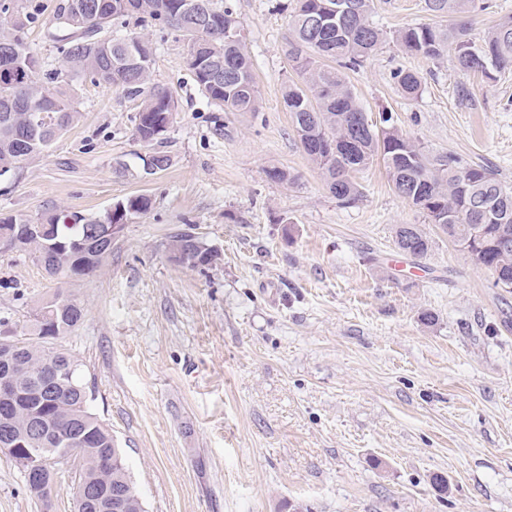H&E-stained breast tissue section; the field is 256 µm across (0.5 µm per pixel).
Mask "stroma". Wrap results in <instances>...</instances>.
<instances>
[{
    "label": "stroma",
    "instance_id": "obj_1",
    "mask_svg": "<svg viewBox=\"0 0 512 512\" xmlns=\"http://www.w3.org/2000/svg\"><path fill=\"white\" fill-rule=\"evenodd\" d=\"M228 2L258 111L217 110L182 37L140 29L153 82L177 106L171 164L148 175L136 102L74 81L79 122L0 182V214L37 224L52 209L99 215L139 194L152 207L83 279L0 253V323L22 330L35 301L60 290L81 302L84 320L62 343L146 512H512V293L399 197L382 163L357 174L354 204L326 190L282 99L297 77L286 56L294 0ZM371 20L392 31L434 17L425 0H376ZM401 68L419 74L417 97L398 91ZM347 82L369 117L389 113L425 149L491 166L512 187V72L490 81L389 44ZM273 166L293 184L268 181ZM401 224L423 228L427 256L397 251ZM183 231L220 260L171 261ZM0 512H41L1 452Z\"/></svg>",
    "mask_w": 512,
    "mask_h": 512
}]
</instances>
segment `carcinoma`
I'll return each mask as SVG.
<instances>
[{"label": "carcinoma", "instance_id": "obj_1", "mask_svg": "<svg viewBox=\"0 0 512 512\" xmlns=\"http://www.w3.org/2000/svg\"><path fill=\"white\" fill-rule=\"evenodd\" d=\"M471 0H425L428 11L450 17L448 23L407 24L386 32L371 21L374 0H297L290 16L291 39L287 54L299 81L283 92L299 142L321 171L328 192L343 204L361 196L355 175L379 161L385 167L395 193L421 210L428 222L438 225L448 239L460 246L471 240L482 248L485 270L493 286L512 291V248L504 252L500 239L512 242V188L489 169L468 164L450 153L432 155L406 138L385 118L386 128L378 133L346 82L344 70L356 69L369 60L387 41L403 52L426 60L452 55L456 67L478 72L496 81L512 70V16L501 18L487 33L476 38L468 24L454 19ZM40 0H0V100L19 85L42 97L56 121L51 128L25 139L24 149H15L17 138L30 125L29 112H14L10 119L0 112V168L19 170L40 156L62 137L80 112L71 93V82L81 76L115 88L139 100L135 136L143 142L157 140L155 126L169 127L176 112L169 91L149 85L154 62L152 43L139 35H112L118 21L132 19L137 25L172 29L187 42L189 67L198 89L212 104L226 112H255L260 91L252 72L251 59L243 42L235 39L242 30L239 18L215 0H58L54 19L59 35L55 40L58 66L42 68L31 50L28 31L38 23ZM398 90L406 98L419 94L421 81L413 70L393 74ZM62 89L50 93L45 82ZM170 156L155 151L144 164V172L163 171ZM126 220L146 213L152 200L145 195L122 201ZM29 218L23 213L0 215V238L22 230L19 250L33 256L52 277H73L87 262L92 249L60 253L48 248L54 241L92 243L102 234L103 223L76 212L49 211L42 216L41 231L27 232ZM395 247L413 257L426 256L430 238L415 224H401L395 232ZM170 248L185 253L184 266L212 265L207 245L198 236L183 232L172 237ZM84 307L73 296L57 292L35 302L32 316L22 329V338L0 347V359L14 362L11 375L25 398L9 410L7 417L18 429L33 418L42 420L45 433L24 443L26 448L60 447V438L71 426L82 441L70 444L77 461L73 487L74 512H100L85 501L83 489L101 490L120 485L130 501L128 512H144L139 493L131 480L121 452L115 466L101 470L97 456L102 450L117 449L112 430L92 411L82 363L59 344L83 322ZM66 368L56 380L43 377L49 369Z\"/></svg>", "mask_w": 512, "mask_h": 512}]
</instances>
